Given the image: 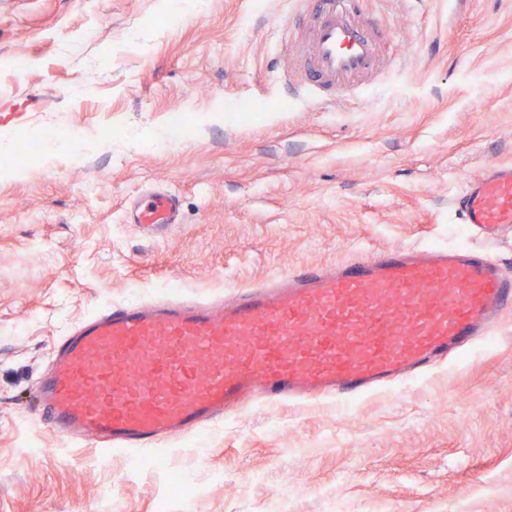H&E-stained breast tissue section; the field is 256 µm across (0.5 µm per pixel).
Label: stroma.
Here are the masks:
<instances>
[{
	"label": "stroma",
	"instance_id": "1",
	"mask_svg": "<svg viewBox=\"0 0 512 512\" xmlns=\"http://www.w3.org/2000/svg\"><path fill=\"white\" fill-rule=\"evenodd\" d=\"M402 71L367 100L282 97V0H0V133L84 136L0 172V512H512V314L431 374L356 401L249 406L163 446L165 467L70 447L31 416L51 347L108 301L232 294L362 246L457 243L450 200L512 162V0H371ZM194 113L158 143L170 113ZM159 186L180 221H125ZM41 257H33V247Z\"/></svg>",
	"mask_w": 512,
	"mask_h": 512
}]
</instances>
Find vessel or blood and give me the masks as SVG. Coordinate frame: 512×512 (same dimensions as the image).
Listing matches in <instances>:
<instances>
[{"label": "vessel or blood", "instance_id": "vessel-or-blood-1", "mask_svg": "<svg viewBox=\"0 0 512 512\" xmlns=\"http://www.w3.org/2000/svg\"><path fill=\"white\" fill-rule=\"evenodd\" d=\"M366 0H292L277 78L318 107L364 99L384 55ZM450 205L471 243L425 240L288 272L230 298L140 297L67 328L37 381L35 418L58 438L137 452L198 431L247 400L351 401L421 377L512 313V268L489 246L512 235V163L486 164ZM166 189L137 192L125 221L178 223Z\"/></svg>", "mask_w": 512, "mask_h": 512}]
</instances>
